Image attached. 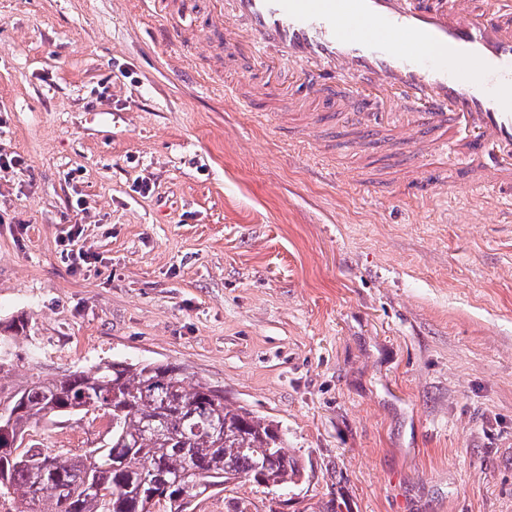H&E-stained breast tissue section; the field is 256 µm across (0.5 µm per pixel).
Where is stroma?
<instances>
[{
	"mask_svg": "<svg viewBox=\"0 0 512 512\" xmlns=\"http://www.w3.org/2000/svg\"><path fill=\"white\" fill-rule=\"evenodd\" d=\"M190 3L179 30L165 0H0L10 381L171 363L276 421L302 481L194 512H512V220L488 189L387 182L333 117L321 149L261 125L224 96L257 64Z\"/></svg>",
	"mask_w": 512,
	"mask_h": 512,
	"instance_id": "1",
	"label": "stroma"
}]
</instances>
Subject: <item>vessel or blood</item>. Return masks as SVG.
Segmentation results:
<instances>
[{"label": "vessel or blood", "mask_w": 512, "mask_h": 512, "mask_svg": "<svg viewBox=\"0 0 512 512\" xmlns=\"http://www.w3.org/2000/svg\"><path fill=\"white\" fill-rule=\"evenodd\" d=\"M224 25L233 52L302 68L303 96L288 95L279 77L235 88L242 108L265 98L272 126L316 145L325 107L353 129L350 154L386 135L407 148L413 182L429 195L439 184L426 159L455 158L470 173L459 193L490 187L512 210V0H224ZM383 91L417 111L401 120L380 111Z\"/></svg>", "instance_id": "1"}]
</instances>
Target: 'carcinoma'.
<instances>
[{
  "label": "carcinoma",
  "instance_id": "cac0c4a2",
  "mask_svg": "<svg viewBox=\"0 0 512 512\" xmlns=\"http://www.w3.org/2000/svg\"><path fill=\"white\" fill-rule=\"evenodd\" d=\"M98 414L96 448L53 453L24 444L47 420ZM0 501L9 512H188L210 490L250 483L270 491L301 477L277 424L190 382L173 364L117 361L55 377L0 383Z\"/></svg>",
  "mask_w": 512,
  "mask_h": 512
}]
</instances>
